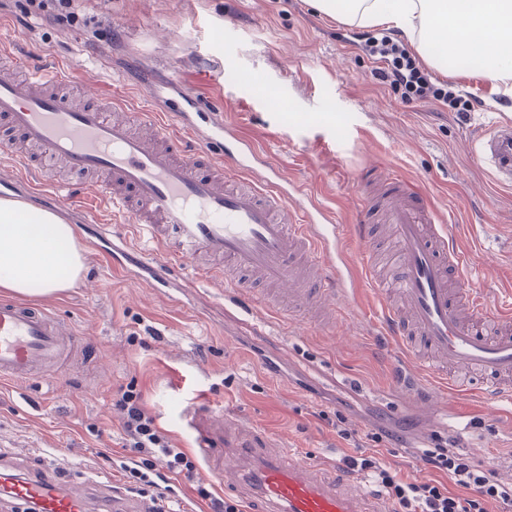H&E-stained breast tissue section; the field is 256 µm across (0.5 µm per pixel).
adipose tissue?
<instances>
[{
    "instance_id": "adipose-tissue-1",
    "label": "adipose tissue",
    "mask_w": 512,
    "mask_h": 512,
    "mask_svg": "<svg viewBox=\"0 0 512 512\" xmlns=\"http://www.w3.org/2000/svg\"><path fill=\"white\" fill-rule=\"evenodd\" d=\"M362 26L386 25L466 55L497 80L512 81V0H314ZM84 264L76 228L58 215L0 199V288L21 296L73 287Z\"/></svg>"
}]
</instances>
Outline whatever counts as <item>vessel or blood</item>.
Returning a JSON list of instances; mask_svg holds the SVG:
<instances>
[{"label":"vessel or blood","instance_id":"vessel-or-blood-1","mask_svg":"<svg viewBox=\"0 0 512 512\" xmlns=\"http://www.w3.org/2000/svg\"><path fill=\"white\" fill-rule=\"evenodd\" d=\"M19 37L15 31L0 43V119L37 151L32 158L18 157V164L24 172L45 175L61 162L70 173L103 176L98 193L132 223L144 225L156 245L154 253H141L135 262L126 241L89 238L91 252L113 271L137 273L162 288L170 279L167 257L204 253L218 265L202 269V278L228 270L265 283H292L296 307L319 310L323 324L335 317L337 294L362 272L374 279L378 297L385 299L393 287L403 297L402 307H382L400 360L414 359L423 346L447 361V368L430 371L438 394L465 395L457 376L464 370L489 375L494 398L512 397V311L491 309L477 294L454 290L452 282L467 262L423 193L386 168H372L369 178L381 187L380 204L395 240L392 281H377L374 255L366 247L377 231L369 210L357 218L365 247L355 260L344 245V226L317 206L305 185L273 168H257L255 149L221 113L203 103L192 112L175 102L160 103L161 90L174 82L168 71L142 68L139 87L153 111L117 120L113 114L123 109L121 100L102 104L65 96L58 89L70 83L68 72H29L12 51ZM173 122L189 130L192 141L169 134ZM476 151L499 184L512 185V122L493 126ZM79 342L47 307L0 301L1 380H50ZM182 421L204 458L223 448L224 425L211 410L185 407ZM258 461V469L244 475L258 486L250 512H354L349 501L314 480L312 461L268 452ZM13 495L37 502L39 512L97 509L89 498L37 479L15 485Z\"/></svg>","mask_w":512,"mask_h":512}]
</instances>
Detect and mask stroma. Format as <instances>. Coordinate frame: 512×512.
Wrapping results in <instances>:
<instances>
[{
	"mask_svg": "<svg viewBox=\"0 0 512 512\" xmlns=\"http://www.w3.org/2000/svg\"><path fill=\"white\" fill-rule=\"evenodd\" d=\"M0 0L5 28L22 32L16 52L27 65L65 68L74 88L95 99L149 104L136 86L137 66L171 70L178 91L210 102L288 180L310 186L335 223L352 225L365 198L360 173L393 170L406 186L431 195L470 263L458 286L489 303L512 305V191L499 189L478 160L475 142L502 116L512 117V86L459 65L441 72L430 47L408 44L422 73L447 86L471 109L405 102L379 75L384 62L364 47L381 34L319 12L312 0ZM69 11L60 27L53 13ZM58 188L75 206H91L96 223L119 228L132 248L151 249L140 225L124 224L86 177L61 174ZM81 280L36 300L87 340L57 383L0 384V472L59 478L105 508L123 486L120 390L140 391L146 411L197 464L205 461L181 422L198 399L213 403L233 443L262 440L281 455L318 463L358 508L387 512L363 476L341 469L349 448L337 416L365 437L380 425L404 429L383 451L387 466L413 474L432 432L460 439L477 465L512 483V403L482 396L414 402L395 387L396 350L380 335V304L362 282V306L331 326L295 315L279 323L261 310L243 311L262 283L233 290L229 280L198 277L205 258L169 259L172 286L161 292L126 280L84 253Z\"/></svg>",
	"mask_w": 512,
	"mask_h": 512,
	"instance_id": "35a3bbf8",
	"label": "stroma"
}]
</instances>
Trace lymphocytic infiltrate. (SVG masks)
Returning <instances> with one entry per match:
<instances>
[{
	"instance_id": "lymphocytic-infiltrate-1",
	"label": "lymphocytic infiltrate",
	"mask_w": 512,
	"mask_h": 512,
	"mask_svg": "<svg viewBox=\"0 0 512 512\" xmlns=\"http://www.w3.org/2000/svg\"><path fill=\"white\" fill-rule=\"evenodd\" d=\"M391 85L403 88L406 101L434 96L433 86L415 66L411 57L400 54L393 69L386 73ZM141 396L127 390L115 405L123 414V445L137 456L134 466L125 468L128 482L151 486L157 468L195 482L198 498L208 501L210 512H237L234 504L214 496L198 484L196 464L161 431L140 403ZM432 475L419 478L387 468L376 453L344 456V470L363 474L375 484L391 505L390 512H491L493 504L512 505V485L500 482L492 469L471 464L457 449L454 437L433 434L428 448L421 451Z\"/></svg>"
}]
</instances>
